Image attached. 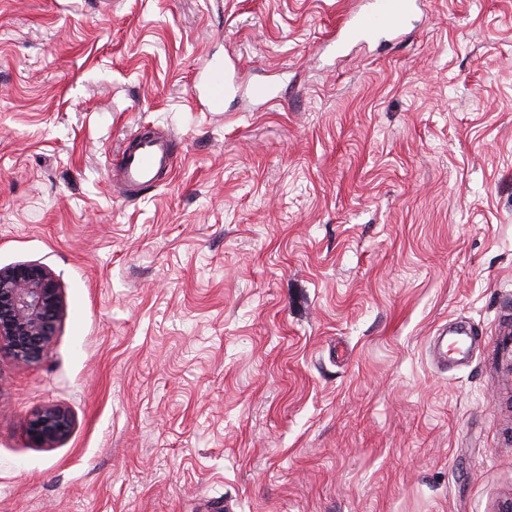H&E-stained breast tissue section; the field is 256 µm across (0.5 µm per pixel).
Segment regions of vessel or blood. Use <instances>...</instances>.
Instances as JSON below:
<instances>
[{
  "label": "vessel or blood",
  "instance_id": "1",
  "mask_svg": "<svg viewBox=\"0 0 512 512\" xmlns=\"http://www.w3.org/2000/svg\"><path fill=\"white\" fill-rule=\"evenodd\" d=\"M422 0H363L361 6L337 24L332 39L337 47L366 43L383 36L401 38L407 20ZM235 90L230 69L225 62L209 59L194 79L192 92L204 97L209 110L219 112L224 100ZM172 136L150 127H141L130 136L116 158L117 175L128 192L157 185L172 172L175 156Z\"/></svg>",
  "mask_w": 512,
  "mask_h": 512
}]
</instances>
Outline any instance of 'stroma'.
Masks as SVG:
<instances>
[{
	"mask_svg": "<svg viewBox=\"0 0 512 512\" xmlns=\"http://www.w3.org/2000/svg\"><path fill=\"white\" fill-rule=\"evenodd\" d=\"M0 0V267L62 288L0 352V512H498L512 498V0ZM255 108L191 96L205 58ZM176 136L125 197L114 156ZM460 325L462 365L432 340ZM70 435L25 429L46 404ZM422 0H366L361 6L337 24L330 44L336 42V50L353 43H366L390 35L399 39L405 35L407 20ZM172 135L141 127L126 141L116 158L117 175L128 192L155 186L173 171ZM63 302L53 273L35 263L0 267V350L40 364L50 354ZM73 425L71 412L57 404L36 411L26 423L29 437L43 448H53L68 437Z\"/></svg>",
	"mask_w": 512,
	"mask_h": 512,
	"instance_id": "obj_1",
	"label": "stroma"
}]
</instances>
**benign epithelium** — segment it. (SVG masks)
I'll return each mask as SVG.
<instances>
[{
  "label": "benign epithelium",
  "instance_id": "benign-epithelium-1",
  "mask_svg": "<svg viewBox=\"0 0 512 512\" xmlns=\"http://www.w3.org/2000/svg\"><path fill=\"white\" fill-rule=\"evenodd\" d=\"M63 302L53 273L35 263L0 267V350L19 362L40 364L50 354ZM71 412L57 404L36 411L26 423L29 437L52 448L68 437Z\"/></svg>",
  "mask_w": 512,
  "mask_h": 512
}]
</instances>
